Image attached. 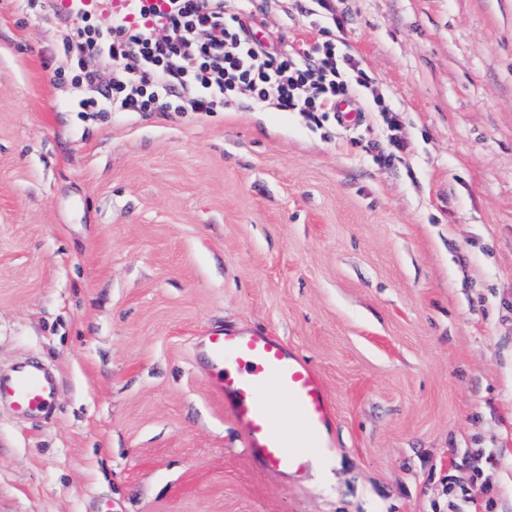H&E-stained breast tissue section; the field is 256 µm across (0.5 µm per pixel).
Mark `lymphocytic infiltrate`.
<instances>
[{"label":"lymphocytic infiltrate","instance_id":"f902f5d3","mask_svg":"<svg viewBox=\"0 0 512 512\" xmlns=\"http://www.w3.org/2000/svg\"><path fill=\"white\" fill-rule=\"evenodd\" d=\"M257 32L248 0L232 14L224 0H143L134 17L96 10L59 29L76 64L71 82L89 91L79 101L84 112H213L245 94L256 108L302 112L319 124L357 97V62L332 41L272 51ZM90 57L104 66L87 67Z\"/></svg>","mask_w":512,"mask_h":512}]
</instances>
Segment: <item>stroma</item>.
I'll use <instances>...</instances> for the list:
<instances>
[{"label": "stroma", "mask_w": 512, "mask_h": 512, "mask_svg": "<svg viewBox=\"0 0 512 512\" xmlns=\"http://www.w3.org/2000/svg\"><path fill=\"white\" fill-rule=\"evenodd\" d=\"M251 0L335 40L360 121L83 112L55 18L0 0V512H512V0ZM380 93L397 112L389 143ZM320 374L331 483L256 471L199 368L210 329ZM56 392V376L39 363H24L7 375H0V404L5 403L24 416H48Z\"/></svg>", "instance_id": "35a3bbf8"}]
</instances>
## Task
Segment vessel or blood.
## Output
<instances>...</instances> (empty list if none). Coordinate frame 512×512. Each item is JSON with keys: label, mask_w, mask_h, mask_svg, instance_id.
<instances>
[{"label": "vessel or blood", "mask_w": 512, "mask_h": 512, "mask_svg": "<svg viewBox=\"0 0 512 512\" xmlns=\"http://www.w3.org/2000/svg\"><path fill=\"white\" fill-rule=\"evenodd\" d=\"M200 348L252 466L302 478L312 458L325 454V432L333 420L318 372L276 336L216 330L203 337ZM56 392L53 371L39 363L0 375V404L24 416H48Z\"/></svg>", "instance_id": "obj_1"}]
</instances>
